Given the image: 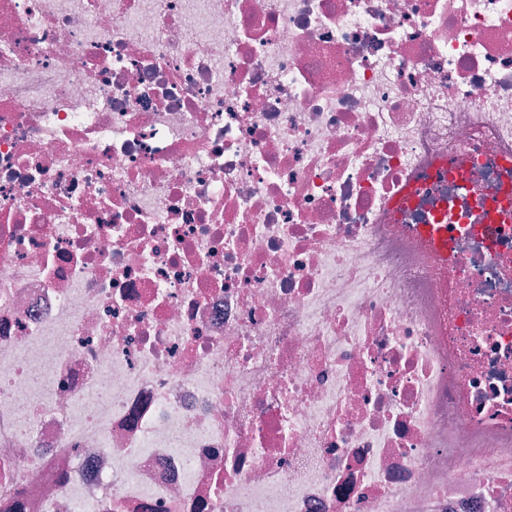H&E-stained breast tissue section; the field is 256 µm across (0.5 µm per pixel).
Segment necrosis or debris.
I'll use <instances>...</instances> for the list:
<instances>
[{
    "label": "necrosis or debris",
    "instance_id": "1",
    "mask_svg": "<svg viewBox=\"0 0 512 512\" xmlns=\"http://www.w3.org/2000/svg\"><path fill=\"white\" fill-rule=\"evenodd\" d=\"M510 174L512 0H0V512H512ZM448 218L444 219V216L435 221V224H421L418 229L427 236L432 242L440 255L448 254V234L447 225Z\"/></svg>",
    "mask_w": 512,
    "mask_h": 512
}]
</instances>
